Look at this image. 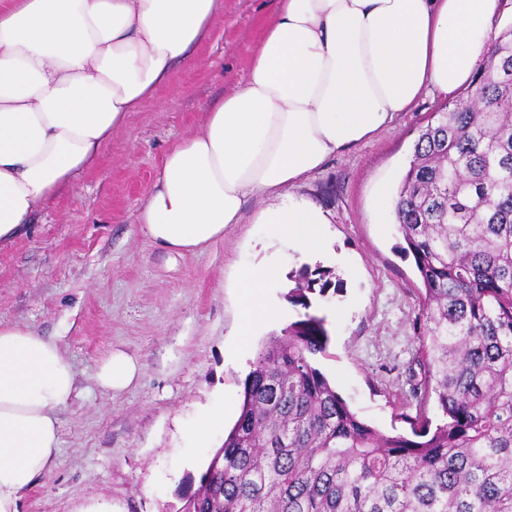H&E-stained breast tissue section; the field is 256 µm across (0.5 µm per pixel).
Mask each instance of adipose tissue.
<instances>
[{
	"label": "adipose tissue",
	"instance_id": "adipose-tissue-1",
	"mask_svg": "<svg viewBox=\"0 0 512 512\" xmlns=\"http://www.w3.org/2000/svg\"><path fill=\"white\" fill-rule=\"evenodd\" d=\"M220 0H0V242H10L86 169L206 40ZM500 0H278L248 49L246 81L166 154L139 222L194 253L276 198L256 221L303 257L329 258V218L295 188L331 157L393 127L424 94L470 82ZM267 268L238 275V334L273 318ZM77 375L57 340L0 325V512L60 453Z\"/></svg>",
	"mask_w": 512,
	"mask_h": 512
}]
</instances>
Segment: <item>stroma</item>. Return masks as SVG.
<instances>
[{
	"label": "stroma",
	"mask_w": 512,
	"mask_h": 512,
	"mask_svg": "<svg viewBox=\"0 0 512 512\" xmlns=\"http://www.w3.org/2000/svg\"><path fill=\"white\" fill-rule=\"evenodd\" d=\"M275 7L224 0L209 39L129 115L92 166L0 246V323L57 337L77 372V393L60 413V455L25 493L22 512H79L95 499L121 512H181L239 416L260 350L307 314L322 318L329 336L320 370L361 419L406 437L411 417L443 423L435 397L412 394L422 284L395 216L377 215L376 195L397 192L421 129L454 97L419 98L393 128L329 159L297 188L330 217L331 288L310 293V308L288 299L303 265L299 250L255 221L268 200L247 201L241 222L196 253L161 247L138 222L167 151L245 80L247 49ZM267 265L280 270L265 294L283 316L258 326L245 345L236 334L238 272ZM117 351L139 373L122 390L102 389L96 373ZM217 405L224 428L197 447L187 430Z\"/></svg>",
	"instance_id": "35a3bbf8"
}]
</instances>
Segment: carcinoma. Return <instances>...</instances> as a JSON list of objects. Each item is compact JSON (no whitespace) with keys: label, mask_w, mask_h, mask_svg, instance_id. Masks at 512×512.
<instances>
[{"label":"carcinoma","mask_w":512,"mask_h":512,"mask_svg":"<svg viewBox=\"0 0 512 512\" xmlns=\"http://www.w3.org/2000/svg\"><path fill=\"white\" fill-rule=\"evenodd\" d=\"M395 215L424 287L413 395L447 421L418 417L411 439L363 421L317 367L329 337L307 313L258 354L184 512H512L511 30L422 130Z\"/></svg>","instance_id":"1"}]
</instances>
